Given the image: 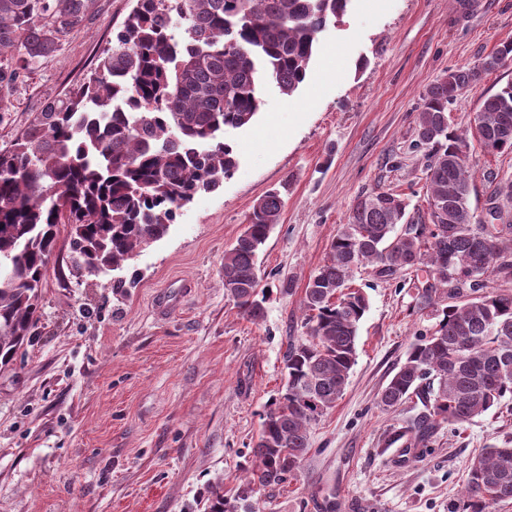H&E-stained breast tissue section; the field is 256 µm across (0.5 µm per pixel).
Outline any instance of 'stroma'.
I'll use <instances>...</instances> for the list:
<instances>
[{"mask_svg": "<svg viewBox=\"0 0 512 512\" xmlns=\"http://www.w3.org/2000/svg\"><path fill=\"white\" fill-rule=\"evenodd\" d=\"M94 0L86 25L13 90L0 112V147L46 103L93 68L131 11ZM512 42V0H351L319 36L292 96L261 90L254 123L231 134L237 168L180 209L168 234L128 261L132 288L72 269L60 235L41 288L40 321L11 369L0 371V512H199L207 486H243L265 406L284 383L283 355L305 336L300 301L356 197L376 187L427 216V148L416 118L427 88ZM512 80V63L484 73L448 108L465 130L484 95ZM470 205L487 213L512 152L469 140ZM288 183L281 219L260 256L263 318L224 292V252L255 202ZM291 282V294L281 290ZM368 298L357 360L337 401L309 430L296 477L265 489L259 512H449L482 448L512 443V400L472 421L443 425L403 451L393 432L421 408L394 410L379 393L436 313L418 311L410 276L355 269Z\"/></svg>", "mask_w": 512, "mask_h": 512, "instance_id": "obj_1", "label": "stroma"}]
</instances>
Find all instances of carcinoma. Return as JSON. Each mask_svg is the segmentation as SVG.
<instances>
[{
	"label": "carcinoma",
	"instance_id": "obj_1",
	"mask_svg": "<svg viewBox=\"0 0 512 512\" xmlns=\"http://www.w3.org/2000/svg\"><path fill=\"white\" fill-rule=\"evenodd\" d=\"M116 43L64 99L47 103L24 134L0 149V369L32 339L39 290L60 227L74 267L97 276L122 268L162 239L177 212L213 191L237 166L226 135L260 111L263 80L286 96L304 82L319 35L350 0H133ZM93 0H0V112L20 76L85 26ZM512 61V42L473 67L448 70L423 95L417 144L431 150L428 223L405 222L403 195L377 187L358 197L302 299L305 339L288 345L285 381L262 416L247 488L217 484L205 512H257L253 496L294 476L309 451V428L342 396L368 309L350 287L355 267L384 279L413 275L415 306L446 301L382 389L392 410L416 395L424 409L393 439L417 447L442 424L462 425L512 398V293L488 289L512 275V224H486L470 207L472 165L448 107L482 74ZM470 128L486 152L512 151V81L482 97ZM283 208L281 190L253 206L224 251V291L252 320L258 256ZM512 500V446L471 459L452 512H490Z\"/></svg>",
	"mask_w": 512,
	"mask_h": 512
}]
</instances>
